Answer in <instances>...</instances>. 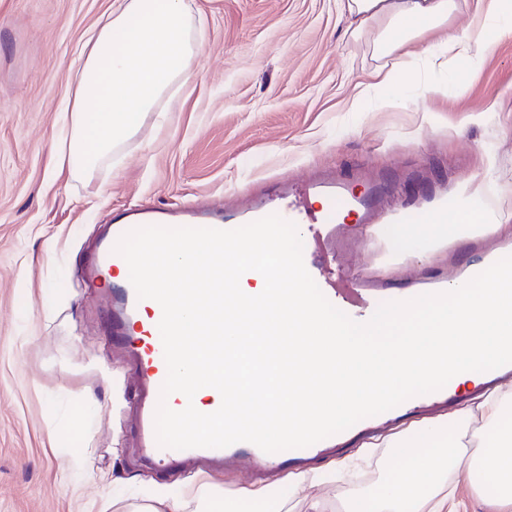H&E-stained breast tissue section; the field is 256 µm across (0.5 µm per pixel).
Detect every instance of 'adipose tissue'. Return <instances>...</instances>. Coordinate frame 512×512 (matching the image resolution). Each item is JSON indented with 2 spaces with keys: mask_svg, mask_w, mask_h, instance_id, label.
<instances>
[{
  "mask_svg": "<svg viewBox=\"0 0 512 512\" xmlns=\"http://www.w3.org/2000/svg\"><path fill=\"white\" fill-rule=\"evenodd\" d=\"M352 37H369L383 64L371 71L365 93L381 106L403 94V73L412 58L451 56L478 61L506 31L512 30V0H483L476 37L429 43L447 28L457 0H340ZM195 0H113L85 45L73 96L65 109L58 159L75 180L90 178L112 152L138 131L147 113L174 85L192 79L191 62L203 43L194 32ZM489 214L456 211L447 224L373 225L371 235L393 240L398 251L420 261L435 260L446 246L487 232ZM205 254L186 259L171 250L150 257L147 286L171 294L175 371L184 389L183 411L172 421L182 431L203 433L204 412L215 399L210 375L224 379V409L250 428L252 412L265 407L278 422L276 435L317 419L343 423L352 412L396 396L405 387L421 388L443 371H452L462 396L456 409L432 418L399 421L388 431L368 435L358 456L391 448L403 461L399 473L375 493H356L342 504L309 502L308 512H458L457 488L473 493L482 512H512V388L486 389L468 364L491 359L512 347V306L488 291L469 306L433 310L416 303V320L383 312L365 335L339 325L336 315L317 314L281 301L261 302L272 280L236 281L234 296L208 301L209 289L223 278L203 273ZM254 296V304L238 302ZM222 321L224 362L205 353L202 324ZM262 322L277 331L278 347L264 336H239L240 323ZM319 472L274 474L267 484L242 488L239 496L211 494L207 485L160 488L141 512H240L250 498L281 512L270 502L271 489H295L322 480Z\"/></svg>",
  "mask_w": 512,
  "mask_h": 512,
  "instance_id": "ef3b65f1",
  "label": "adipose tissue"
}]
</instances>
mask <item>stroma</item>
<instances>
[{"mask_svg": "<svg viewBox=\"0 0 512 512\" xmlns=\"http://www.w3.org/2000/svg\"><path fill=\"white\" fill-rule=\"evenodd\" d=\"M110 3L0 0V512H133L116 482L193 475L229 495L252 483L244 461L157 471L139 457L131 354L112 343L109 289L81 273L116 215L185 199L232 210L337 174L358 189L382 181L384 207L411 205L414 225L475 200L512 225V33L477 71L449 61L464 90L425 94L419 59L405 106L355 112L377 61L346 35L338 0H196L203 53L172 111L149 113L91 178L71 180L56 159L60 108ZM347 242L345 268L380 279L448 263ZM66 446L83 449L91 477L68 475Z\"/></svg>", "mask_w": 512, "mask_h": 512, "instance_id": "obj_1", "label": "stroma"}]
</instances>
